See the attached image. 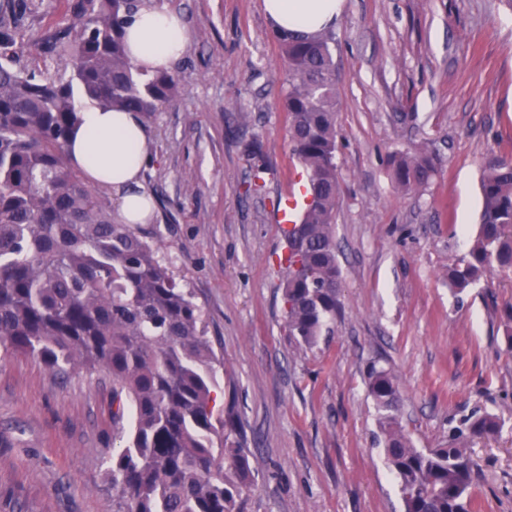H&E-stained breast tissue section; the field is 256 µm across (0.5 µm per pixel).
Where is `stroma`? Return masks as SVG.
I'll return each instance as SVG.
<instances>
[{
	"label": "stroma",
	"instance_id": "35a3bbf8",
	"mask_svg": "<svg viewBox=\"0 0 512 512\" xmlns=\"http://www.w3.org/2000/svg\"><path fill=\"white\" fill-rule=\"evenodd\" d=\"M146 3L180 14L189 39L178 97L145 123L153 153L139 183L155 204L158 257L224 357L216 407L237 415L230 438L254 469L242 512H404L367 389L374 366L396 377L416 447L447 443L474 412L500 419L472 449L473 496L478 512H512V274L459 295L446 278L477 231L485 166L512 158V0H345L332 28L340 308L300 350L285 322L278 209L305 172L262 0ZM29 7L20 63L56 70L37 44L71 24L68 2ZM418 144L438 171L405 194L390 157ZM119 446L105 370L56 374L0 349V512H113L106 466Z\"/></svg>",
	"mask_w": 512,
	"mask_h": 512
}]
</instances>
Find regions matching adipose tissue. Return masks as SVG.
<instances>
[{
    "instance_id": "ef3b65f1",
    "label": "adipose tissue",
    "mask_w": 512,
    "mask_h": 512,
    "mask_svg": "<svg viewBox=\"0 0 512 512\" xmlns=\"http://www.w3.org/2000/svg\"><path fill=\"white\" fill-rule=\"evenodd\" d=\"M263 8L276 30L311 35L335 22L343 0H263ZM125 31L133 63L149 72L171 69L188 42L180 15L150 7L133 14ZM151 151V137L136 113L99 105L84 108L66 146L69 161L90 182L117 191V217L125 224L145 223L153 211L152 197L137 188Z\"/></svg>"
}]
</instances>
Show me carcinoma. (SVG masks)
<instances>
[{"label":"carcinoma","instance_id":"obj_1","mask_svg":"<svg viewBox=\"0 0 512 512\" xmlns=\"http://www.w3.org/2000/svg\"><path fill=\"white\" fill-rule=\"evenodd\" d=\"M144 5L76 0L71 27L41 41L63 73L37 75L18 65L27 0L0 3V346L36 356L53 372L98 366L112 376V422L125 441L107 468L115 512H236L253 470L246 449L224 436L233 414L214 412L220 359L194 294L157 259V230L115 220L65 151L85 101L150 119L177 97L174 73L141 70L129 57L124 24ZM275 39L289 141L307 176V203L280 258L288 335L303 349L330 331L342 283L333 234L334 35L278 31ZM248 151L258 179L261 143ZM437 164L424 146L395 153V187L417 190ZM481 193L474 243L448 265L458 292L512 272L511 161L489 164ZM368 389L404 512H473L470 448L499 433L497 418L474 413L449 431L448 445L417 448L402 426L394 376L373 367Z\"/></svg>","mask_w":512,"mask_h":512}]
</instances>
